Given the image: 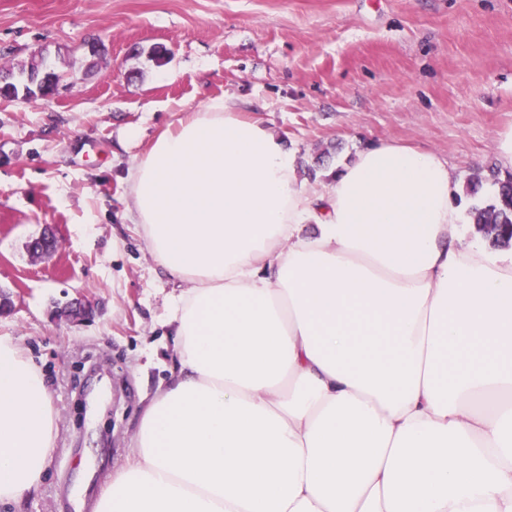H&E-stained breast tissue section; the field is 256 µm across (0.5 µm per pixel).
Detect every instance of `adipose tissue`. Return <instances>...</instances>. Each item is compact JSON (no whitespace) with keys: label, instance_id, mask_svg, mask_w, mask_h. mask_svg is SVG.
Masks as SVG:
<instances>
[{"label":"adipose tissue","instance_id":"adipose-tissue-1","mask_svg":"<svg viewBox=\"0 0 512 512\" xmlns=\"http://www.w3.org/2000/svg\"><path fill=\"white\" fill-rule=\"evenodd\" d=\"M244 110L210 99L129 169L185 288L93 512H512V250L462 244L437 153L375 143L312 182ZM56 417L0 339V505L41 485Z\"/></svg>","mask_w":512,"mask_h":512}]
</instances>
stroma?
<instances>
[{"instance_id": "35a3bbf8", "label": "stroma", "mask_w": 512, "mask_h": 512, "mask_svg": "<svg viewBox=\"0 0 512 512\" xmlns=\"http://www.w3.org/2000/svg\"><path fill=\"white\" fill-rule=\"evenodd\" d=\"M39 53L63 76L54 98H0V290L14 301L0 339L42 370L58 413L18 512H90L169 374L182 283L125 209L135 156L178 110L247 103L304 175L389 141L463 180L498 168L512 128V0H0V67ZM47 224L60 247L33 260ZM76 298L92 320L52 319Z\"/></svg>"}]
</instances>
